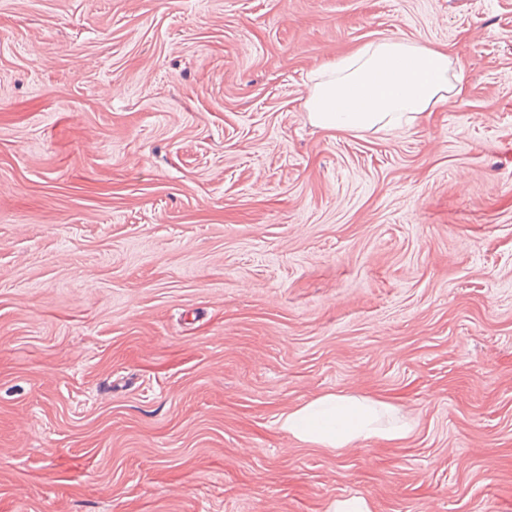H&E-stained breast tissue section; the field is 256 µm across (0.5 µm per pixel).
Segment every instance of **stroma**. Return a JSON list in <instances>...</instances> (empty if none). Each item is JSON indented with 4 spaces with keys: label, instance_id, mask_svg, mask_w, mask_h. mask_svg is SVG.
Here are the masks:
<instances>
[{
    "label": "stroma",
    "instance_id": "1",
    "mask_svg": "<svg viewBox=\"0 0 512 512\" xmlns=\"http://www.w3.org/2000/svg\"><path fill=\"white\" fill-rule=\"evenodd\" d=\"M463 96L325 131L308 75ZM329 392L415 420L337 454ZM512 512V0H0V512ZM309 85L310 122L354 134L411 123L465 89L446 47L405 40L361 45L313 71ZM279 421L293 437L338 453L363 440H401L415 425L382 401L345 393L323 394Z\"/></svg>",
    "mask_w": 512,
    "mask_h": 512
}]
</instances>
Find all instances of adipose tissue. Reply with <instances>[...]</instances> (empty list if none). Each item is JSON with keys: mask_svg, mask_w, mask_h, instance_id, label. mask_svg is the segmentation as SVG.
<instances>
[{"mask_svg": "<svg viewBox=\"0 0 512 512\" xmlns=\"http://www.w3.org/2000/svg\"><path fill=\"white\" fill-rule=\"evenodd\" d=\"M464 89L447 48L369 42L313 71L305 110L324 130L361 134L413 122ZM280 424L293 437L338 453L363 440L398 441L414 429L392 406L345 393L321 395L283 414Z\"/></svg>", "mask_w": 512, "mask_h": 512, "instance_id": "ef3b65f1", "label": "adipose tissue"}]
</instances>
